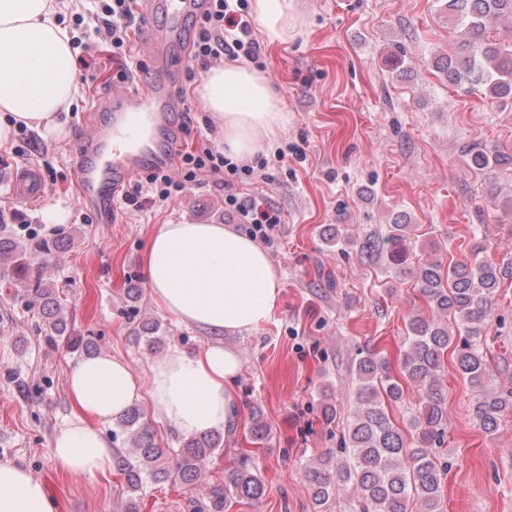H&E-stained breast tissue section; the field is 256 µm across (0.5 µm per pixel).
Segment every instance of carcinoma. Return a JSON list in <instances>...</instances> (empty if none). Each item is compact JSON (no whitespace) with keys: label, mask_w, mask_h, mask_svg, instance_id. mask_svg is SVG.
I'll return each instance as SVG.
<instances>
[{"label":"carcinoma","mask_w":512,"mask_h":512,"mask_svg":"<svg viewBox=\"0 0 512 512\" xmlns=\"http://www.w3.org/2000/svg\"><path fill=\"white\" fill-rule=\"evenodd\" d=\"M439 12L455 23L453 52L434 57L433 65L453 86H467L489 99L512 98V46L488 39V30L500 17L512 14V0H441ZM470 166L485 170L501 162L484 150L468 152ZM408 224L390 225L388 233L361 243L331 235L336 245L358 247L366 258H384L396 277L415 279L430 315H411L405 324L403 349L391 365L378 353L367 351L356 364L354 408L342 429L340 449L319 456L306 468L318 512H330L341 487L352 485L360 498L349 512H443L442 484L448 472L441 448L448 429L447 391L442 377L445 358L452 359L463 380L477 389L471 416L484 432L497 430L501 418L512 412V393L495 392L486 386L487 344L485 323L493 315L494 298L506 280L512 281V261L500 262L481 245L472 259L444 265L438 258L413 262ZM51 252L46 240L19 246L0 236V264L11 267L15 278L29 285L31 309L42 319L38 330L44 342L72 353L91 356L97 343L68 326L55 286L43 281L32 257ZM161 325L144 319L131 331L132 341L155 350L162 342ZM417 390L415 412L400 426L392 408L404 402L407 386ZM117 432L128 436L130 447L117 451L113 469L124 481V512H143L142 490L146 483L180 485L193 490L200 481L201 464L224 444V434L210 431L184 437L179 448H162L152 424L134 406L116 422ZM250 443L264 445L268 427L260 411L253 412ZM266 493L256 474V464L245 453L226 481L209 488L201 498L186 499L187 512H224L237 500L256 501Z\"/></svg>","instance_id":"1"}]
</instances>
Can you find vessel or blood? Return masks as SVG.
Masks as SVG:
<instances>
[{
	"label": "vessel or blood",
	"instance_id": "vessel-or-blood-1",
	"mask_svg": "<svg viewBox=\"0 0 512 512\" xmlns=\"http://www.w3.org/2000/svg\"><path fill=\"white\" fill-rule=\"evenodd\" d=\"M149 14L164 17L166 30L147 29L145 40L154 57L157 74L140 87L115 86L97 105L109 113L108 121L89 118V134L76 149L74 175L80 187L79 202L112 215L116 194L147 169H172L179 149L176 131V91L173 77L180 65L170 46L186 35V22L200 14L203 0H144ZM15 195L40 193L31 170L13 178Z\"/></svg>",
	"mask_w": 512,
	"mask_h": 512
}]
</instances>
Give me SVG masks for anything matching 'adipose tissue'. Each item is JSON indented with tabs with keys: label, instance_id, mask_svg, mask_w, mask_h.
Wrapping results in <instances>:
<instances>
[{
	"label": "adipose tissue",
	"instance_id": "adipose-tissue-1",
	"mask_svg": "<svg viewBox=\"0 0 512 512\" xmlns=\"http://www.w3.org/2000/svg\"><path fill=\"white\" fill-rule=\"evenodd\" d=\"M294 0H250L265 38L287 41ZM56 0H0V145L14 130L63 132L61 113L79 93L71 36L59 22ZM197 92L224 133V152L251 159L288 122L269 78L247 65L211 68ZM143 265L156 305L178 323L212 332L201 350L174 346L150 362L146 379L109 353L80 360L67 378L73 414L54 439L51 454L77 478L112 470V439L105 422L150 398L163 423L183 435L231 429L237 419L234 379L239 353L223 337L259 328L272 316L281 291L267 251L227 224H161L148 239ZM0 512H53L43 482L26 467L0 460Z\"/></svg>",
	"mask_w": 512,
	"mask_h": 512
}]
</instances>
